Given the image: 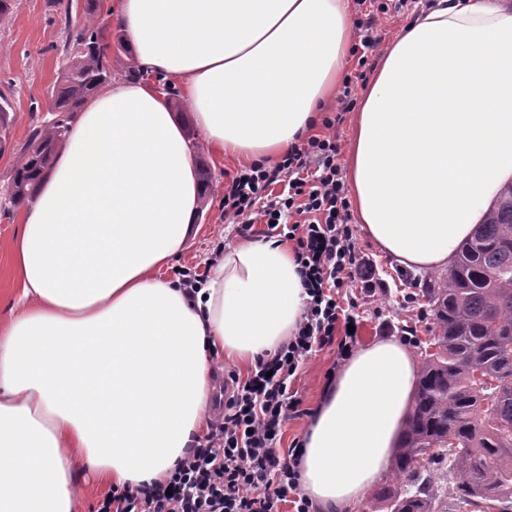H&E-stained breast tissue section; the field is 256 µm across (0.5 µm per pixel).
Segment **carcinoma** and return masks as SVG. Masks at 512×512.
I'll list each match as a JSON object with an SVG mask.
<instances>
[{
  "label": "carcinoma",
  "mask_w": 512,
  "mask_h": 512,
  "mask_svg": "<svg viewBox=\"0 0 512 512\" xmlns=\"http://www.w3.org/2000/svg\"><path fill=\"white\" fill-rule=\"evenodd\" d=\"M57 2L68 33L48 108L54 117L32 125L5 189V213L33 203L35 180L51 167L75 112L112 81L97 0H83L75 18L73 0ZM423 296L435 350L423 358L392 481L378 498L390 512H512V183ZM430 458L448 463L450 502L418 469Z\"/></svg>",
  "instance_id": "obj_1"
}]
</instances>
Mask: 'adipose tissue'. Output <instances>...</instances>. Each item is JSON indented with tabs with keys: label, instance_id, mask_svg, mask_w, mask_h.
I'll list each match as a JSON object with an SVG mask.
<instances>
[{
	"label": "adipose tissue",
	"instance_id": "obj_1",
	"mask_svg": "<svg viewBox=\"0 0 512 512\" xmlns=\"http://www.w3.org/2000/svg\"><path fill=\"white\" fill-rule=\"evenodd\" d=\"M139 73L76 112L19 215L18 313L0 323V512H75V471L165 481L204 431L214 358L246 363L292 336L295 252L244 241L191 293L160 277L201 206L195 156L158 81L216 158L270 161L336 93L349 0H110ZM346 179L361 232L396 263L448 265L512 181V6L433 0L408 19L357 106ZM417 364L392 337L359 348L305 435L302 487L349 512L385 476Z\"/></svg>",
	"mask_w": 512,
	"mask_h": 512
}]
</instances>
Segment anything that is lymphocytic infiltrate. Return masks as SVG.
I'll use <instances>...</instances> for the list:
<instances>
[{
	"label": "lymphocytic infiltrate",
	"mask_w": 512,
	"mask_h": 512,
	"mask_svg": "<svg viewBox=\"0 0 512 512\" xmlns=\"http://www.w3.org/2000/svg\"><path fill=\"white\" fill-rule=\"evenodd\" d=\"M388 11L387 0H380L356 19L357 63L336 94L325 134L308 137L274 164L241 168L224 182L225 223L238 225L245 237L263 224L267 237L295 243L307 300L293 335L274 353L257 358L247 375L225 372L223 406L164 487L112 489L98 512H283L287 506L316 512L298 468L305 440L294 438L286 447L281 440L287 422L303 414L294 388L301 367L330 345L337 348V364H344L355 348L356 336L348 328L359 322V303L378 302L388 293L376 261L357 241L336 132L355 108L358 84L380 42L379 17Z\"/></svg>",
	"instance_id": "obj_1"
}]
</instances>
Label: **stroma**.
<instances>
[{
    "label": "stroma",
    "instance_id": "obj_1",
    "mask_svg": "<svg viewBox=\"0 0 512 512\" xmlns=\"http://www.w3.org/2000/svg\"><path fill=\"white\" fill-rule=\"evenodd\" d=\"M65 39L66 30L55 0H15L12 13L7 19L0 20V92L8 95L12 103L9 137L0 144V186L13 174L32 120L51 117L48 106L61 68L59 49ZM190 140L198 165L206 167L212 179L199 213L198 233L167 269L166 274L171 278L185 269L204 270L207 259L218 245L232 247L240 241L236 226L225 223L221 203L224 181L239 164L229 157L220 162L214 160L198 135H191ZM18 231L17 215L0 214V321L8 318L18 286L10 260V245ZM360 244L377 262L379 273L389 283L390 291L379 308L360 306L359 343L382 337L385 328L395 329L412 320L416 323L418 340L412 354L416 360H423L425 351L432 348L435 332L426 298L420 296L415 302H405V290L400 287L397 277V263L368 239H361ZM335 360L336 349L330 346L318 352L303 368L297 387L306 414L288 422L285 440H292L307 430L309 414L315 411L324 392V375Z\"/></svg>",
    "mask_w": 512,
    "mask_h": 512
}]
</instances>
